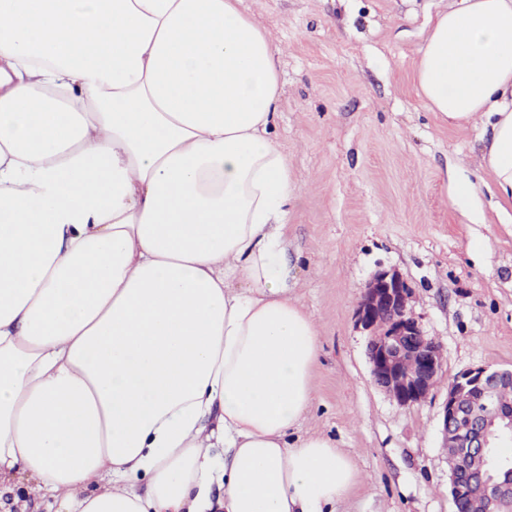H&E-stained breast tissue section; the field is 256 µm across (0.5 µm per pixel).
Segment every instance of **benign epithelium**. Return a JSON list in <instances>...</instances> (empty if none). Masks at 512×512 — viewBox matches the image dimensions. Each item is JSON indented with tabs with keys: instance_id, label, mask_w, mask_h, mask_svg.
Masks as SVG:
<instances>
[{
	"instance_id": "1",
	"label": "benign epithelium",
	"mask_w": 512,
	"mask_h": 512,
	"mask_svg": "<svg viewBox=\"0 0 512 512\" xmlns=\"http://www.w3.org/2000/svg\"><path fill=\"white\" fill-rule=\"evenodd\" d=\"M413 288L395 269L377 272L365 285L356 308V319L368 333L367 357L372 382L397 404L410 407L430 394L443 367L442 348L425 335L413 312ZM512 371L487 366L456 374L448 384L442 408L443 447L453 442L466 455L485 456L491 447L489 428L497 419L509 432L499 448L512 445V415L501 416L494 392ZM449 488L459 507L472 481L454 461L448 462ZM481 489L487 500L503 512L512 509V483L502 484L484 474Z\"/></svg>"
}]
</instances>
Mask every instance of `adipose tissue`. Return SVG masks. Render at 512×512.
Here are the masks:
<instances>
[{
	"label": "adipose tissue",
	"instance_id": "adipose-tissue-1",
	"mask_svg": "<svg viewBox=\"0 0 512 512\" xmlns=\"http://www.w3.org/2000/svg\"><path fill=\"white\" fill-rule=\"evenodd\" d=\"M240 5L0 0V510L23 479L58 512H335L359 478L299 432L320 336L278 51ZM415 80L490 125L512 214V0L438 12Z\"/></svg>",
	"mask_w": 512,
	"mask_h": 512
}]
</instances>
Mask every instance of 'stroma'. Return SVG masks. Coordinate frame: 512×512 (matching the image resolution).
<instances>
[{"label": "stroma", "instance_id": "1", "mask_svg": "<svg viewBox=\"0 0 512 512\" xmlns=\"http://www.w3.org/2000/svg\"><path fill=\"white\" fill-rule=\"evenodd\" d=\"M453 0H242L280 52L271 136L298 186L289 207V296L322 345L301 434L335 443L359 472L336 512H453L441 410L459 372L512 369V223L491 207L477 119L443 124L414 68L430 17ZM476 194L455 199L452 179ZM397 269L442 347L431 394L403 407L370 379L355 311Z\"/></svg>", "mask_w": 512, "mask_h": 512}]
</instances>
